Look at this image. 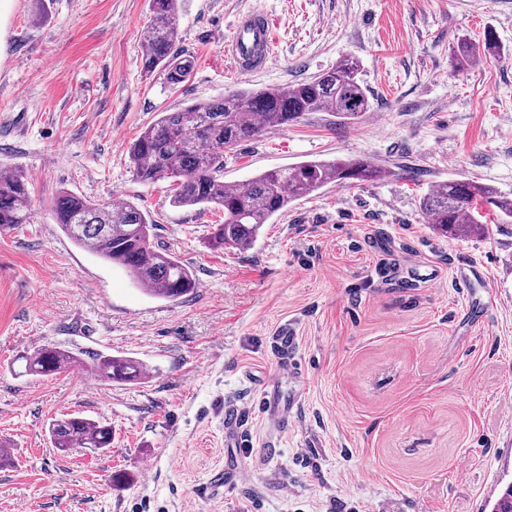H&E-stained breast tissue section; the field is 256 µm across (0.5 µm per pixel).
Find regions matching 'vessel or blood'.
Returning <instances> with one entry per match:
<instances>
[{
  "label": "vessel or blood",
  "mask_w": 512,
  "mask_h": 512,
  "mask_svg": "<svg viewBox=\"0 0 512 512\" xmlns=\"http://www.w3.org/2000/svg\"><path fill=\"white\" fill-rule=\"evenodd\" d=\"M274 28L273 20L261 12L236 20L227 53L238 71L261 70L274 59L277 46Z\"/></svg>",
  "instance_id": "vessel-or-blood-1"
}]
</instances>
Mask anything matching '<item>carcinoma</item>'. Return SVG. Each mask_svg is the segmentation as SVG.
<instances>
[{"instance_id":"obj_1","label":"carcinoma","mask_w":512,"mask_h":512,"mask_svg":"<svg viewBox=\"0 0 512 512\" xmlns=\"http://www.w3.org/2000/svg\"><path fill=\"white\" fill-rule=\"evenodd\" d=\"M181 0H150L152 22L142 32L144 67L159 72L164 83L176 86L190 75L191 61L180 56L177 13ZM496 36L484 31L482 42L459 39L454 47V68L465 70L483 56L496 52ZM359 61L348 57L318 76L283 89L237 90L208 102L174 112L162 111L134 140L129 158L136 177L146 183H171L176 207L214 208L224 212V223L213 225L208 244L247 249L258 240L271 217L285 212L294 200L329 184L377 181L384 173L364 159L311 160L257 174L240 186L224 184V153L266 131L299 122L310 112H331L344 120H358L371 110L360 79ZM31 191L18 171L0 173V231L31 219ZM498 209L503 224L512 223V198L498 197L493 189L469 180L436 184L421 199L427 223L453 239L486 234L481 208ZM52 213L56 224L78 247L102 260L126 268L137 282L164 300L192 295L199 287L196 274L177 257L151 240L153 225L132 202L93 203L68 191L58 192ZM24 361V373L47 378L80 364L73 353L43 346ZM97 377L119 383L146 378V366L130 357L97 353ZM48 433L54 448L112 447V427L92 419L69 416L52 420Z\"/></svg>"}]
</instances>
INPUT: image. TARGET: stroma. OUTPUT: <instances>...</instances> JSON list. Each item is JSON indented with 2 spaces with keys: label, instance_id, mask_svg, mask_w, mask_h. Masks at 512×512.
Listing matches in <instances>:
<instances>
[{
  "label": "stroma",
  "instance_id": "obj_1",
  "mask_svg": "<svg viewBox=\"0 0 512 512\" xmlns=\"http://www.w3.org/2000/svg\"><path fill=\"white\" fill-rule=\"evenodd\" d=\"M276 23L270 66L237 73L236 19ZM149 0H0V171L30 182V223L0 232V512H491L512 482V224L486 237L435 234L419 208L449 179L512 198V0H184L177 87L147 75ZM492 29L498 53L452 72L462 35ZM359 59L373 109L271 129L224 158V180L310 159L365 158L374 182L331 184L289 204L249 249H211L224 215L171 205L141 182L133 140L156 114L236 89L295 85ZM68 191L134 202L154 242L199 286L172 302L76 246L55 223ZM486 272L485 286L459 281ZM494 294L483 322L468 304ZM298 332L293 370L276 332ZM50 344L81 364L56 376L13 363ZM130 356L138 383L91 376V353ZM292 406L279 433L260 405ZM243 414L224 436V407ZM75 414L110 424L104 453L52 447ZM242 474L214 491V471Z\"/></svg>",
  "mask_w": 512,
  "mask_h": 512
}]
</instances>
